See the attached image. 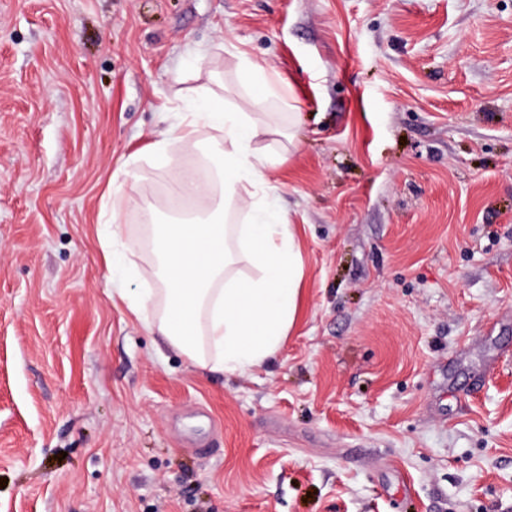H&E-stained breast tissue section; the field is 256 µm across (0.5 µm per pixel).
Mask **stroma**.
Instances as JSON below:
<instances>
[{
	"mask_svg": "<svg viewBox=\"0 0 512 512\" xmlns=\"http://www.w3.org/2000/svg\"><path fill=\"white\" fill-rule=\"evenodd\" d=\"M244 57L303 278L239 375L113 304L99 239L197 214L207 157L149 146ZM0 512H512V0H0ZM136 157L133 156L130 159H127V161L124 163L123 166V173L125 175V180L117 184L116 178L112 177V194L109 196L113 198V204H112V215H118L119 211L122 206V202L125 199V187L127 185L136 183L138 181V175L135 172V169L132 167V165L136 162Z\"/></svg>",
	"mask_w": 512,
	"mask_h": 512,
	"instance_id": "stroma-1",
	"label": "stroma"
}]
</instances>
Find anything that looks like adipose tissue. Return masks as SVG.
<instances>
[{
	"mask_svg": "<svg viewBox=\"0 0 512 512\" xmlns=\"http://www.w3.org/2000/svg\"><path fill=\"white\" fill-rule=\"evenodd\" d=\"M240 84L249 94L243 103L226 105L209 97L180 113L173 126L186 148L199 149V132H221L212 140L209 158L218 178L183 172L176 185L180 196H210L206 216L159 221L148 211L149 239L156 257V292L112 291L148 332L159 334L191 361L229 373L261 366L285 344L299 314L302 271L294 227L274 209V187L268 170L281 164L282 154L270 152L271 137L293 140L292 127L268 102L290 104L276 74L242 59ZM249 210L248 224L230 223L232 212ZM246 259L255 275L233 271Z\"/></svg>",
	"mask_w": 512,
	"mask_h": 512,
	"instance_id": "ef3b65f1",
	"label": "adipose tissue"
}]
</instances>
